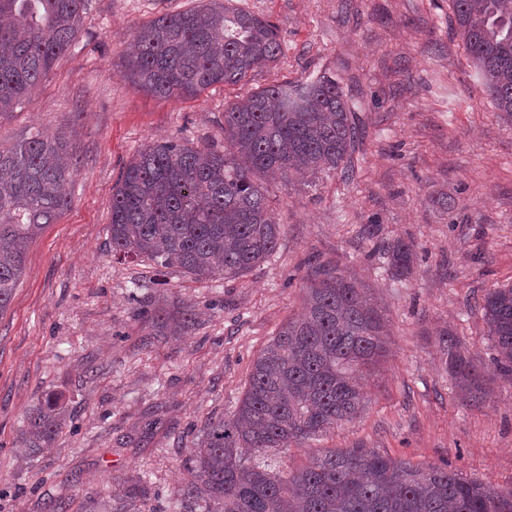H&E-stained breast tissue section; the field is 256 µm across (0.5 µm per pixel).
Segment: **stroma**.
<instances>
[{
	"mask_svg": "<svg viewBox=\"0 0 512 512\" xmlns=\"http://www.w3.org/2000/svg\"><path fill=\"white\" fill-rule=\"evenodd\" d=\"M200 0H91L80 34L0 143L65 133L80 162L71 204L29 244L0 313V512H181L190 450L208 421L236 412L252 364L302 307L317 267L355 276L382 310L388 354L365 370L356 418L282 455L289 468L330 448H374L512 488V376L498 371L478 303L512 284V124L481 90L449 18L450 0H236L280 28L276 65L195 98H159L121 74L134 29ZM335 74L364 138L355 173L266 180L281 227L274 254L235 280L146 259L116 260L112 188L145 145L224 147V105L273 81ZM415 247L408 273L387 246ZM192 309L194 323L177 320ZM170 325L152 333L147 313ZM455 337L485 373L462 398L443 348ZM70 418L29 457L20 435L37 400ZM141 483L146 497L130 499Z\"/></svg>",
	"mask_w": 512,
	"mask_h": 512,
	"instance_id": "35a3bbf8",
	"label": "stroma"
}]
</instances>
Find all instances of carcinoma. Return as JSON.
Segmentation results:
<instances>
[{
	"label": "carcinoma",
	"mask_w": 512,
	"mask_h": 512,
	"mask_svg": "<svg viewBox=\"0 0 512 512\" xmlns=\"http://www.w3.org/2000/svg\"><path fill=\"white\" fill-rule=\"evenodd\" d=\"M483 92L512 122V0H451ZM89 0H0V115L14 111L76 41ZM123 76L158 97H195L236 85L282 54L277 26L234 0H209L136 28ZM360 132L336 80L282 79L224 108L219 152L175 141L150 144L112 189V255L144 258L197 277L236 279L266 261L281 234L260 178L291 172L353 178ZM77 164L61 136L35 135L0 147V312L8 308L31 240L70 199ZM389 265L410 269L411 245L388 246ZM481 311L496 365L512 374V286L495 288ZM384 319L348 276L309 274L300 316L255 359L236 414L209 422L191 449L179 489L186 512H512V490L468 480L448 466H414L374 448H332L285 471L276 454L356 417L355 383L386 352ZM448 372L464 398L486 395L481 372L445 340ZM66 406L47 396L30 411L21 443L51 445Z\"/></svg>",
	"instance_id": "cac0c4a2"
}]
</instances>
